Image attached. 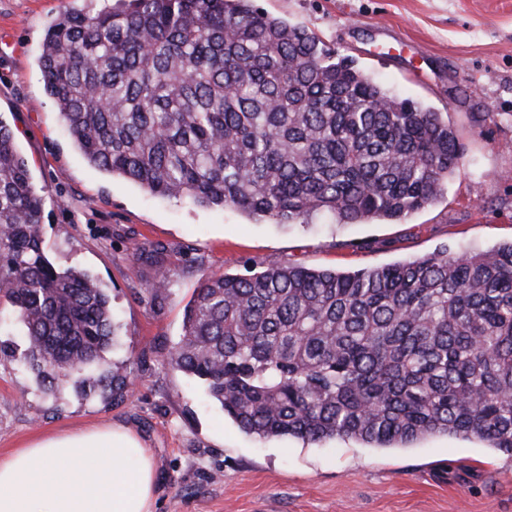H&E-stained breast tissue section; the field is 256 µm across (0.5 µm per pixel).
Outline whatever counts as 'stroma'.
<instances>
[{"label":"stroma","mask_w":512,"mask_h":512,"mask_svg":"<svg viewBox=\"0 0 512 512\" xmlns=\"http://www.w3.org/2000/svg\"><path fill=\"white\" fill-rule=\"evenodd\" d=\"M113 2L0 0V121L45 198L46 256L90 270L108 288L119 329L101 367L122 366L133 386L118 401L70 383L44 391L19 359V321L0 309V343L13 350L0 354V457L60 430L112 423L152 453L155 512H512V456L477 440L432 435L387 449L260 440L224 415L202 381L165 362L205 273L351 272L442 245L482 251L512 241V0H257L394 94L441 112L461 149L443 195L402 220L294 225L150 195L74 147L44 89V35L63 10ZM161 268L170 287L156 298L148 287Z\"/></svg>","instance_id":"35a3bbf8"}]
</instances>
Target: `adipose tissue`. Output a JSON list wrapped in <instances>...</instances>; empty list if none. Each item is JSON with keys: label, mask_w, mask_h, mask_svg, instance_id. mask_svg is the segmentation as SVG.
<instances>
[{"label": "adipose tissue", "mask_w": 512, "mask_h": 512, "mask_svg": "<svg viewBox=\"0 0 512 512\" xmlns=\"http://www.w3.org/2000/svg\"><path fill=\"white\" fill-rule=\"evenodd\" d=\"M151 452L123 425L62 430L0 457V512H153Z\"/></svg>", "instance_id": "obj_1"}]
</instances>
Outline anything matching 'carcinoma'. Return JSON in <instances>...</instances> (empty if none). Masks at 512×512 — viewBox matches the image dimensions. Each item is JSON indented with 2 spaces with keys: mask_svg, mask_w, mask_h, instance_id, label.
<instances>
[{
  "mask_svg": "<svg viewBox=\"0 0 512 512\" xmlns=\"http://www.w3.org/2000/svg\"><path fill=\"white\" fill-rule=\"evenodd\" d=\"M40 67L88 162L152 194L256 220L398 221L460 163L441 113L401 99L254 0H118L64 11ZM44 198L0 120V301L28 371L108 400L84 372L115 346L105 288L41 249ZM169 365L243 432L401 448L446 434L512 454V242L356 272L271 266L203 275Z\"/></svg>",
  "mask_w": 512,
  "mask_h": 512,
  "instance_id": "obj_1",
  "label": "carcinoma"
}]
</instances>
